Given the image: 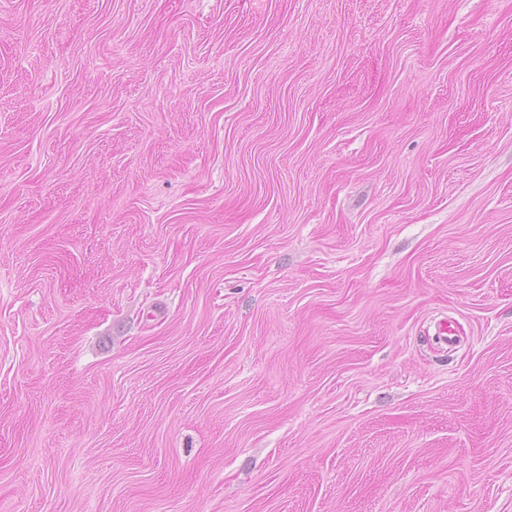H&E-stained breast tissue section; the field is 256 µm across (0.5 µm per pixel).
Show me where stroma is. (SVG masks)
<instances>
[{"instance_id":"obj_1","label":"stroma","mask_w":512,"mask_h":512,"mask_svg":"<svg viewBox=\"0 0 512 512\" xmlns=\"http://www.w3.org/2000/svg\"><path fill=\"white\" fill-rule=\"evenodd\" d=\"M0 512H512V0H0Z\"/></svg>"}]
</instances>
